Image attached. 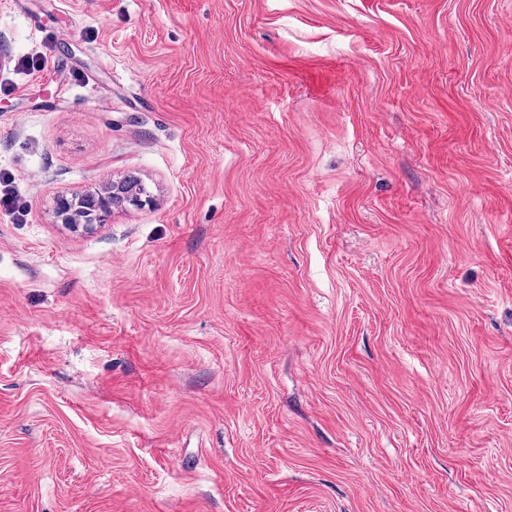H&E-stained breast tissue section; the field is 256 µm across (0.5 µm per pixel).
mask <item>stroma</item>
Returning <instances> with one entry per match:
<instances>
[{
	"label": "stroma",
	"instance_id": "1",
	"mask_svg": "<svg viewBox=\"0 0 512 512\" xmlns=\"http://www.w3.org/2000/svg\"><path fill=\"white\" fill-rule=\"evenodd\" d=\"M2 173L0 512H512V0H0ZM3 184V190L1 189L0 195V208L4 209L7 213L13 215L15 222H22L25 216L26 206L21 200L12 192L10 189H6L10 186V179L6 175H2L1 185ZM122 182H107L100 191L87 197V205L99 212L96 223L100 224H66L69 228L77 231L80 227L83 231H90L94 226L104 224L112 215L114 209L112 207L119 206L116 196L121 195L126 187L121 185ZM112 211V212H111Z\"/></svg>",
	"mask_w": 512,
	"mask_h": 512
}]
</instances>
